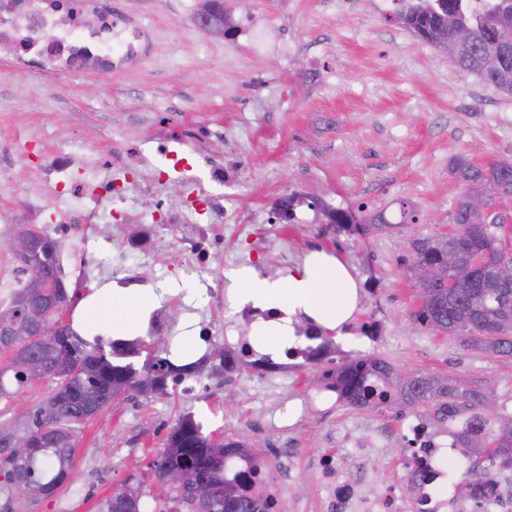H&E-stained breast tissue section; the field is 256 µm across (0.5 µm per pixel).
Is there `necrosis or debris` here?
I'll return each instance as SVG.
<instances>
[{
  "label": "necrosis or debris",
  "instance_id": "4bbe7bcc",
  "mask_svg": "<svg viewBox=\"0 0 512 512\" xmlns=\"http://www.w3.org/2000/svg\"><path fill=\"white\" fill-rule=\"evenodd\" d=\"M150 41V31L113 8L112 0H0V62L14 63L45 78L76 76L91 69L109 75L142 65L149 58ZM72 166L71 152L60 148L43 163L41 172L71 196L90 195L95 207L87 212L57 208L58 233L69 232L77 223L104 219V203L125 201L132 192L151 200L157 217L127 238L125 253L151 254L158 227L170 224L181 230L173 248L177 268L200 279L222 254L224 240L216 233L213 219L227 213L224 196L218 191L230 176L223 163L205 161L207 174L203 177L192 164H185V194L174 199L161 194L167 174L162 167L130 186L106 175L87 189L71 182ZM220 333L234 367L249 366L260 377L285 372L289 362H306L312 355L310 346L293 347L286 361L276 362L256 352L244 337L235 336L231 325H222ZM406 438L411 446L403 462L402 479L371 497L357 494V483L349 477L344 460L330 452L317 457L315 466L323 475L324 488L319 512H512L511 471L497 474L496 496L477 492L473 504L453 494L439 498L432 485L441 476L436 465L440 442L417 417L408 423Z\"/></svg>",
  "mask_w": 512,
  "mask_h": 512
}]
</instances>
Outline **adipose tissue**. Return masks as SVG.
<instances>
[{
    "label": "adipose tissue",
    "instance_id": "1",
    "mask_svg": "<svg viewBox=\"0 0 512 512\" xmlns=\"http://www.w3.org/2000/svg\"><path fill=\"white\" fill-rule=\"evenodd\" d=\"M228 290L240 305L278 312L276 320L255 323L252 333L256 348L274 355L295 344L296 315L337 329L353 316L359 299V283L350 270L339 258L323 251L309 254L301 269L279 280L241 268L230 276ZM163 296V291L155 288L129 294L104 283L82 299L72 327L90 342L98 336L107 341L137 337Z\"/></svg>",
    "mask_w": 512,
    "mask_h": 512
}]
</instances>
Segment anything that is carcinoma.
<instances>
[{"label": "carcinoma", "mask_w": 512, "mask_h": 512, "mask_svg": "<svg viewBox=\"0 0 512 512\" xmlns=\"http://www.w3.org/2000/svg\"><path fill=\"white\" fill-rule=\"evenodd\" d=\"M395 20L420 40L432 44L451 37L455 29L470 31L471 43L460 55L457 65L490 86L497 79L512 82V69L504 73L487 67L486 61L502 51L505 33L512 34V0H488L482 9L472 7L470 0H395ZM451 174L463 186L477 185L500 198H512V163L497 161L481 166L460 156L451 166ZM453 223L458 233L447 241L436 236L415 238L410 242L409 256L403 265L416 262H448V246L458 253L473 248L485 251L492 262L503 258L498 244L499 225L484 217L467 215L465 202L458 199ZM38 254L55 276L62 274L59 255L61 243L47 235L37 238ZM487 287V276L470 288L448 291V284L430 287L436 298L433 304H422L413 311L414 321L428 330L459 336L463 343L491 356L512 357V289H500L490 295L487 305L473 294ZM34 294L28 282L15 289L8 309L20 321L28 319ZM13 361L0 365V397L12 394L11 387L21 388L35 381L32 367L44 375H61L64 387L41 399L25 413L0 430V493L7 489L26 495L29 488L42 486L58 489L72 468L74 440L80 427L95 411H102L116 398L129 392L139 394L168 393L169 385H177L187 376L200 373L196 365L177 366L157 355L146 357L141 368L131 361L141 354L137 340H114L105 343L96 337L90 344L69 325L45 343L18 344L11 349ZM334 389L346 404L369 409L398 406L418 408L438 424L451 417H462L464 428L457 444L463 448L468 465L460 472V498L469 501L474 486H484L492 493L490 482L495 471L512 468V414L498 409L489 412L481 401L482 385L463 378L439 375H402L381 357L361 359L334 372ZM56 430L55 439L29 452L19 454L10 445V432L37 437L40 429ZM240 454L256 458L242 443L224 444L204 434L202 426L191 415L182 416L171 430L165 450L150 463V471L160 489L159 495L145 493L141 483L129 487L135 500L116 503L109 496L97 503L96 512H214L212 506L224 498V483L233 486L242 504V512H269L266 496L242 485L240 474L229 477L224 456ZM178 467L189 480L173 492L165 483V474Z\"/></svg>", "instance_id": "1"}]
</instances>
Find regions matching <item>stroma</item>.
Wrapping results in <instances>:
<instances>
[{
	"instance_id": "obj_1",
	"label": "stroma",
	"mask_w": 512,
	"mask_h": 512,
	"mask_svg": "<svg viewBox=\"0 0 512 512\" xmlns=\"http://www.w3.org/2000/svg\"><path fill=\"white\" fill-rule=\"evenodd\" d=\"M152 31L148 62L129 71L95 73L46 81L21 70L0 76V214L22 215L35 230L52 234L57 199L32 165L14 158L7 146L21 129L38 150L67 146L74 176H97L101 156L114 153L152 160L160 124L178 131V156L233 161L224 184L225 204L261 225L262 239L224 235V254L207 277L226 284L235 266H254L280 279L313 251L338 257L361 284L359 308L338 339L332 359L289 369L277 377L241 379L202 376L195 393L135 394L112 402L82 427L70 477L47 499L13 498V512H95L98 500L126 478L150 480L149 462L166 447L182 415H193L203 431L224 440L290 452V466L269 473L287 482L290 499L314 503L322 493L312 463L335 448L343 458L364 456V495L376 494L401 475L407 417L384 409L370 412L337 403L329 414L315 411L299 426L272 429L273 410L299 403L321 385L330 368L376 355L404 373L464 376L496 384L500 403L512 410V358L491 357L463 346L457 337L421 328L411 318L418 290L401 263L416 237L453 231L452 216L462 186L450 175V161H512V98L501 96L458 69L380 12L375 0H237V25L256 22L280 29L288 50L254 54L240 34L216 40L198 32V0H117ZM288 195L298 203L289 221L274 207ZM351 214L353 228L336 231L324 208ZM414 222L401 221V209ZM150 214L136 198L115 203L109 223L90 237L81 230L62 240V264L69 301L64 323L90 289L129 278L145 287H166L160 304L176 321L198 320L220 329L235 309L217 311L207 300L186 299L183 275H160L178 238L164 230L147 257L123 258L120 245L139 227L123 221L124 210ZM385 229H378V221ZM111 257V266L79 275L83 251ZM380 327L375 339L362 325ZM43 378L0 397V422L13 419L53 391ZM351 427L350 439L333 446L336 423Z\"/></svg>"
}]
</instances>
